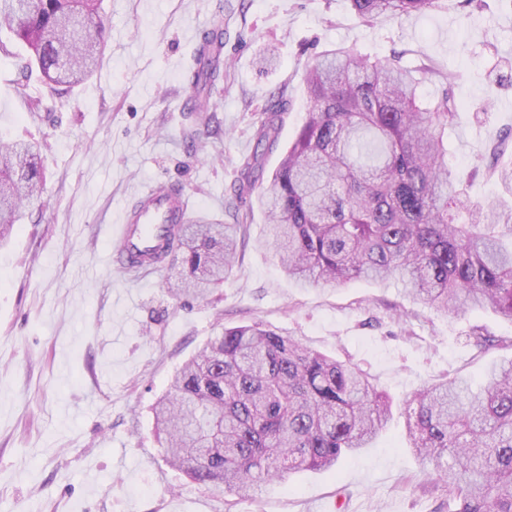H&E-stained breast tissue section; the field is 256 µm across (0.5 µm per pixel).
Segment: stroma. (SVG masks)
Returning a JSON list of instances; mask_svg holds the SVG:
<instances>
[{
  "instance_id": "obj_1",
  "label": "stroma",
  "mask_w": 512,
  "mask_h": 512,
  "mask_svg": "<svg viewBox=\"0 0 512 512\" xmlns=\"http://www.w3.org/2000/svg\"><path fill=\"white\" fill-rule=\"evenodd\" d=\"M109 40L100 68L58 93L0 45V139L38 144L45 177L10 241L0 245V512H448L430 467L409 450L406 400L447 377L480 386L512 358V323L492 312L443 315L394 281L300 287L252 206L245 245L207 301L168 291L180 267L129 289L109 263L107 226L145 186H173L193 214L225 219L243 157L284 94L288 110L272 173L303 125V75L318 54L356 46L400 53L433 71L424 91L450 88L449 169L473 202L503 188L486 172V142L512 131V0H440L423 14L364 24L349 0H103ZM224 12V91L217 130L188 138L191 65ZM259 322L359 365L393 402L385 429L328 472L290 473L254 498L194 485L163 457L152 407L216 325ZM493 339L478 348L474 326Z\"/></svg>"
}]
</instances>
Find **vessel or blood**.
I'll list each match as a JSON object with an SVG mask.
<instances>
[{
    "instance_id": "vessel-or-blood-1",
    "label": "vessel or blood",
    "mask_w": 512,
    "mask_h": 512,
    "mask_svg": "<svg viewBox=\"0 0 512 512\" xmlns=\"http://www.w3.org/2000/svg\"><path fill=\"white\" fill-rule=\"evenodd\" d=\"M188 213V197L181 189L150 186L138 190L134 204L124 207L109 227L114 269L140 270L143 258L156 252L172 225L185 223Z\"/></svg>"
}]
</instances>
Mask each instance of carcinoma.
<instances>
[{"label": "carcinoma", "mask_w": 512, "mask_h": 512, "mask_svg": "<svg viewBox=\"0 0 512 512\" xmlns=\"http://www.w3.org/2000/svg\"><path fill=\"white\" fill-rule=\"evenodd\" d=\"M370 23L432 10L438 0H349ZM102 0H0V33L22 44V72L44 84L76 85L97 70L109 37ZM77 16L81 24L61 29ZM194 73L197 134L209 131L211 91L224 62V15L204 31ZM430 70L401 57L370 60L352 46L324 51L304 73L307 119L257 202L288 278L334 288L355 280L400 283L444 313L490 310L512 323V168L506 196L467 205L448 169V125L457 103L422 92ZM278 97L257 133L277 143ZM512 142L491 141L487 170ZM258 153L240 169L227 203L234 224L192 217L153 263H179L170 291L203 296L224 283L238 254L243 195L257 189ZM31 143L0 142V243L40 198ZM466 219L459 220L460 214ZM409 448L430 462L448 512H512V359L489 367L482 389L445 380L407 400ZM161 447L198 485L246 498L283 473L327 471L367 448L392 416V400L366 372L259 323L224 327L175 375L155 407Z\"/></svg>", "instance_id": "1"}]
</instances>
